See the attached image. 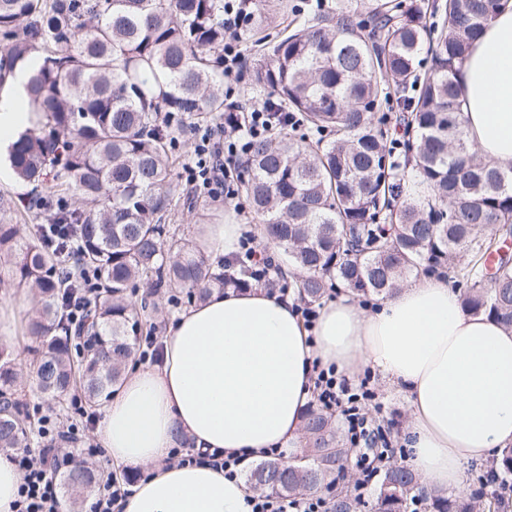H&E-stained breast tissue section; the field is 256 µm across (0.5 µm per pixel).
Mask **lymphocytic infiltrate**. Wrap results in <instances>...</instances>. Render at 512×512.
I'll return each mask as SVG.
<instances>
[{"label":"lymphocytic infiltrate","mask_w":512,"mask_h":512,"mask_svg":"<svg viewBox=\"0 0 512 512\" xmlns=\"http://www.w3.org/2000/svg\"><path fill=\"white\" fill-rule=\"evenodd\" d=\"M250 0H224V77L229 86V108L215 124L194 130L191 188L205 190L210 196L235 198L234 172L243 166L247 157L246 138L270 134L275 128H287V113L275 112L267 104H252L235 96L234 87L243 81L247 72L246 58L239 46L240 29L247 15ZM313 399L325 411L340 413L347 430L350 447L373 449L374 455L362 469L356 489L371 485L387 459L392 443L384 427L373 424L362 409L363 401L372 399L368 389L353 387L350 380L337 376L335 368L312 367ZM96 415L85 417L84 428L56 421L52 414L41 418L40 434L44 440L37 451L23 450L15 460L22 472L15 512H59L60 472L57 445L65 436L77 444L79 456L94 459L103 450L93 443L83 442L85 428L93 427Z\"/></svg>","instance_id":"1"}]
</instances>
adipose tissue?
Instances as JSON below:
<instances>
[{
	"mask_svg": "<svg viewBox=\"0 0 512 512\" xmlns=\"http://www.w3.org/2000/svg\"><path fill=\"white\" fill-rule=\"evenodd\" d=\"M26 79L17 68L0 98V151L36 119L18 109ZM457 79L468 138L511 171L512 0H500ZM163 351L126 378L97 430L113 464L150 470L124 512H251L243 479L164 460L179 433L247 463L273 448L292 457L316 363L350 380L371 369L405 395L407 462L429 488L460 489L468 461L512 445V330L466 313L443 278L420 277L371 310L339 295L310 329L292 298L216 292L170 327Z\"/></svg>",
	"mask_w": 512,
	"mask_h": 512,
	"instance_id": "obj_1",
	"label": "adipose tissue"
}]
</instances>
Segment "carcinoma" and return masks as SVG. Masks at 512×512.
<instances>
[{
  "label": "carcinoma",
  "instance_id": "1",
  "mask_svg": "<svg viewBox=\"0 0 512 512\" xmlns=\"http://www.w3.org/2000/svg\"><path fill=\"white\" fill-rule=\"evenodd\" d=\"M269 0H253L245 24L259 63L252 83L312 138L273 133L252 142L239 180L252 212L294 273L292 294L314 305L330 283L386 296L421 272L448 270L463 309L512 328V171L485 159L464 129L459 65L492 19L491 0H300L274 35H261ZM441 15V21L428 17ZM428 46L431 68L420 73ZM0 85L31 65L27 100L38 121L12 144L18 180L58 186L81 201L56 212L75 224L77 268L97 282V304L76 325L61 320L69 279L38 236L0 224V259L11 284L35 305L29 369L39 391L63 411L84 392L85 410L113 392L138 342L158 329L150 298L165 292L203 301L214 290L243 291L241 266L213 265L193 236L167 224L173 152L189 124L226 108L224 0H0ZM395 98L396 125L411 138L404 170L374 112ZM6 280L0 278V286ZM147 288L137 303L136 288ZM12 353L0 347V450L26 445L39 422L17 394ZM306 448L289 463L259 464L253 490L291 498L336 483L348 449L320 408L304 414ZM490 493L450 497L403 466L388 468L374 512H512V446L496 459ZM69 512H79L98 476L63 470ZM340 491L330 512H357Z\"/></svg>",
  "mask_w": 512,
  "mask_h": 512
}]
</instances>
